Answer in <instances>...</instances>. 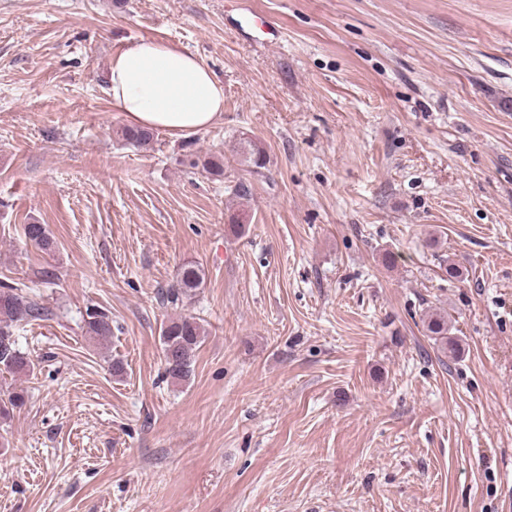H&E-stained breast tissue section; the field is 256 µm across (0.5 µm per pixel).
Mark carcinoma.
I'll return each instance as SVG.
<instances>
[{
	"label": "carcinoma",
	"mask_w": 512,
	"mask_h": 512,
	"mask_svg": "<svg viewBox=\"0 0 512 512\" xmlns=\"http://www.w3.org/2000/svg\"><path fill=\"white\" fill-rule=\"evenodd\" d=\"M122 138L138 147L150 145L153 134L148 130L125 127L121 130ZM243 161L256 169L265 166L264 150L254 141L241 143ZM190 166L202 168L213 177L224 176V160L217 156L190 155ZM26 237L45 251L55 249V240L47 225L28 224L24 228ZM202 270L195 265H187L181 272L177 288L171 295L186 294L203 283ZM43 311L35 301L22 293L17 286H0V371L12 374L26 373L31 370V361L20 352L12 339V324L24 320L42 318ZM87 332L94 338H106L112 335V318L104 311L91 309L87 312ZM426 331L437 347L449 353L458 351L456 339L448 335V317L433 313L428 316ZM202 328L191 317H180L162 326L161 339L167 374L176 381H186L191 375L193 357L201 342Z\"/></svg>",
	"instance_id": "obj_1"
}]
</instances>
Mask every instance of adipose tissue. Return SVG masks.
Returning a JSON list of instances; mask_svg holds the SVG:
<instances>
[{
	"label": "adipose tissue",
	"mask_w": 512,
	"mask_h": 512,
	"mask_svg": "<svg viewBox=\"0 0 512 512\" xmlns=\"http://www.w3.org/2000/svg\"><path fill=\"white\" fill-rule=\"evenodd\" d=\"M108 97L129 127L183 138L224 115V87L198 58L168 42L143 38L113 54Z\"/></svg>",
	"instance_id": "1"
}]
</instances>
